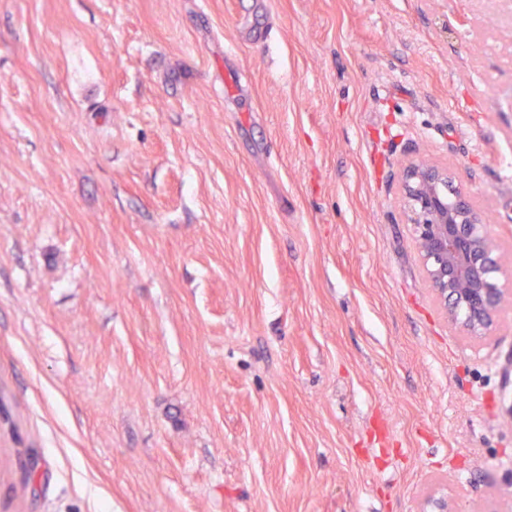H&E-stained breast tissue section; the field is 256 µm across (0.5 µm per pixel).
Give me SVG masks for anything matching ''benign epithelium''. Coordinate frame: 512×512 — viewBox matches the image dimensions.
<instances>
[{
	"mask_svg": "<svg viewBox=\"0 0 512 512\" xmlns=\"http://www.w3.org/2000/svg\"><path fill=\"white\" fill-rule=\"evenodd\" d=\"M401 192L422 267L448 324L471 339L490 335L512 289L501 283L503 256L485 213L448 168L424 161L402 170Z\"/></svg>",
	"mask_w": 512,
	"mask_h": 512,
	"instance_id": "benign-epithelium-1",
	"label": "benign epithelium"
}]
</instances>
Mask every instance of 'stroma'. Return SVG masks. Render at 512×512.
I'll use <instances>...</instances> for the list:
<instances>
[{
	"mask_svg": "<svg viewBox=\"0 0 512 512\" xmlns=\"http://www.w3.org/2000/svg\"><path fill=\"white\" fill-rule=\"evenodd\" d=\"M510 154L512 0H0V512H512L400 190L512 278Z\"/></svg>",
	"mask_w": 512,
	"mask_h": 512,
	"instance_id": "1",
	"label": "stroma"
}]
</instances>
